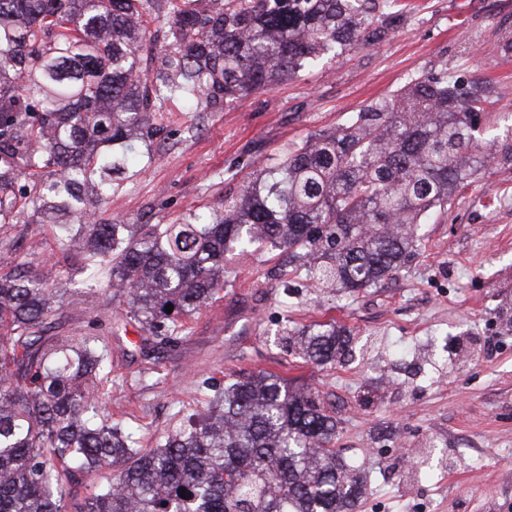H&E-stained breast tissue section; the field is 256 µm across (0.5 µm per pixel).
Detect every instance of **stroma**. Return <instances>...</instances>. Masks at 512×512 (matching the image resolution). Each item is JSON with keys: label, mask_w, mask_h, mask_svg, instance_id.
I'll return each mask as SVG.
<instances>
[{"label": "stroma", "mask_w": 512, "mask_h": 512, "mask_svg": "<svg viewBox=\"0 0 512 512\" xmlns=\"http://www.w3.org/2000/svg\"><path fill=\"white\" fill-rule=\"evenodd\" d=\"M387 37L225 106L167 103L149 165L135 167L95 213L99 224H176L222 211L287 146L336 128L411 74L446 67L464 86L509 94L482 115L496 147L447 211L421 227L419 256L396 279L354 293H319L266 248L235 265L219 294L189 317L167 352L126 316L119 291L64 299L52 333L99 336L112 373L98 382L112 423L152 448L203 411L205 383L260 370L298 380L336 407L345 459L368 469L358 512H512V335L496 315L512 291V0H404ZM28 261L55 281L73 262L51 224H0V274ZM355 334L336 367L304 362L280 328L329 319Z\"/></svg>", "instance_id": "1"}]
</instances>
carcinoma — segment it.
<instances>
[{"label": "carcinoma", "mask_w": 512, "mask_h": 512, "mask_svg": "<svg viewBox=\"0 0 512 512\" xmlns=\"http://www.w3.org/2000/svg\"><path fill=\"white\" fill-rule=\"evenodd\" d=\"M397 0H0V224L28 212L69 253L95 255L126 317L171 350L182 319L224 290V263L267 244L315 288L395 278L425 216L485 166L476 89L448 69L408 77L336 128L285 152L224 210L181 224H90L114 177L151 163L137 143L179 100L212 112L323 60L381 42ZM167 27L160 65L144 66ZM21 262L0 275V512H67L79 473L113 468L79 512H356L367 474L336 451V411L279 373L217 389V400L155 448L108 425L93 380L109 376L99 337L45 335L55 306ZM173 305L168 313L165 307ZM318 366L352 352L336 320L282 331ZM186 497H180V493Z\"/></svg>", "instance_id": "cac0c4a2"}]
</instances>
